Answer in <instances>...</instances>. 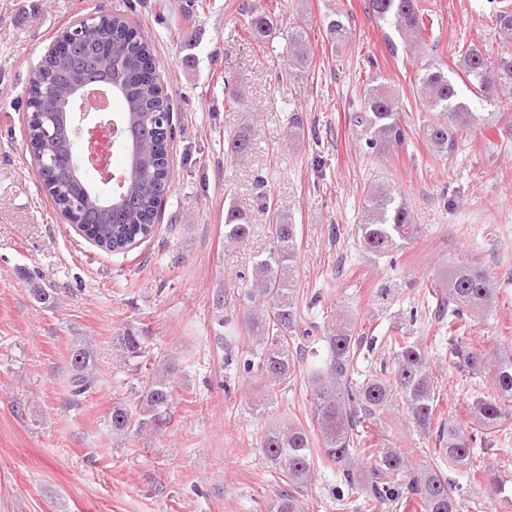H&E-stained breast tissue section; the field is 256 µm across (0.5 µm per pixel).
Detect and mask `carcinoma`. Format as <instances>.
Listing matches in <instances>:
<instances>
[{"mask_svg": "<svg viewBox=\"0 0 512 512\" xmlns=\"http://www.w3.org/2000/svg\"><path fill=\"white\" fill-rule=\"evenodd\" d=\"M368 11L393 27L404 39H419L429 29L426 10L418 0H368ZM271 29L270 11L260 8L247 15L245 30L255 40L266 38ZM289 58L296 65L307 62L302 36H288ZM75 58L52 56L42 61L45 82L28 91L27 109L42 112L48 101L57 113L56 141L43 139L40 122L27 124V139L34 159L54 153H68L71 140L73 88L68 80L70 65L78 63L87 75L118 85L121 118L127 122L141 116L138 128L121 144L128 180L124 196L110 187H98L110 195L109 205L86 208L83 223L94 226L90 239L99 248L125 253L136 242L152 236L155 218L165 193L169 167V140L172 125L158 126L148 119L151 112H171L169 98L152 72L151 47L120 14L108 15L91 32L88 40L78 39ZM456 68L465 82L491 101L512 88V49L507 47L489 59L477 48L460 56ZM423 106L434 113L424 127L432 149L448 154L457 146V136L476 124V113L460 100L455 81L442 63H428L416 77ZM355 126L366 136L368 148L378 152L401 147L407 140L405 123L395 90L376 76L364 89L360 111L354 113ZM226 158L234 162L249 156L253 135L247 127L225 138ZM50 196L62 212L71 209L69 197L80 190L78 182L64 167L56 168L46 181ZM252 230L246 213L232 206L224 215V241L232 245L247 239ZM270 246L255 261L249 287L241 290V326L251 345L242 370L261 388L253 399L255 413L268 416L273 394L305 370L312 417L305 425L279 416L270 421L260 437L259 448L278 479L275 499L269 512H305L304 492L311 487L317 465L336 473L332 488L339 501L352 497L364 502L367 512L394 509L407 499L417 501L421 512H460L469 490L448 477L443 466L464 472L470 482L484 484L491 497L505 496V485L476 448L478 435L506 432L512 419V352L485 355L463 336L448 337V352L460 371L472 376L484 369L485 358L494 359L493 394L476 397L470 412L478 424L476 434H467L447 422L439 410L440 395L430 371L426 349L405 333L377 339L363 336L356 323L344 315L329 316L322 336H312L301 328L300 289L295 278L298 255L297 225L276 212L268 225ZM421 227L412 222L408 206L390 186L368 188L362 223L357 226L359 245L375 257L388 256L414 241ZM495 288L488 274L470 263L454 264L443 281L432 286L430 302L434 317L448 323L486 311ZM383 343L391 366L353 382L360 354ZM119 350L139 361L145 371L135 392V402L112 406V433L142 437L158 434L171 417L174 404L172 364L158 359L148 348V337L127 331L117 337ZM94 356L87 342L72 343L70 394L80 401L97 385ZM402 407L424 433L435 436V462L417 461L383 442L367 443L370 429L385 431L387 415Z\"/></svg>", "mask_w": 512, "mask_h": 512, "instance_id": "obj_1", "label": "carcinoma"}]
</instances>
